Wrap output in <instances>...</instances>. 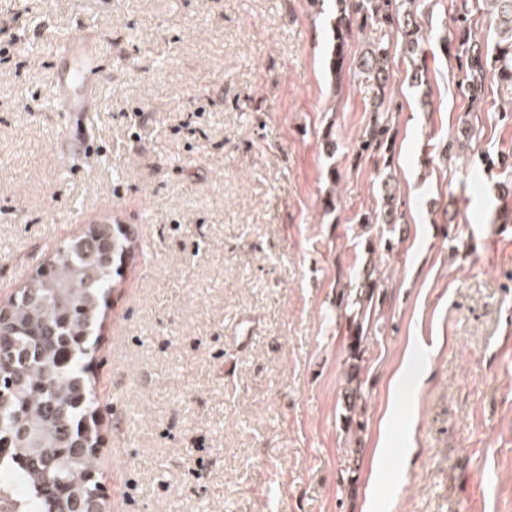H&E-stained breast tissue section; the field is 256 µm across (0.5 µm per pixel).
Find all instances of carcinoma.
<instances>
[{
  "instance_id": "carcinoma-1",
  "label": "carcinoma",
  "mask_w": 512,
  "mask_h": 512,
  "mask_svg": "<svg viewBox=\"0 0 512 512\" xmlns=\"http://www.w3.org/2000/svg\"><path fill=\"white\" fill-rule=\"evenodd\" d=\"M486 7L494 46L472 27L476 10ZM454 29L439 37L443 54L455 62L458 85L471 108L486 95L488 71L509 91L502 105L512 117V0H453ZM333 46L329 67L353 68L368 88L370 121L359 137L357 157L389 168L394 133L389 113L400 108L390 91L391 41L401 36L411 62V80L427 83V49L417 0H331ZM367 37L359 56H347L353 30ZM488 174L512 169V155L483 157ZM382 210L359 215L361 224H398L399 188L383 180ZM128 248V238L112 224H93L62 245L14 299L0 306V512H104L98 480L95 396L83 361L103 317L112 281ZM384 288L380 266L343 288L337 308L346 325L347 370L343 372L344 431L363 427L356 411L366 404L361 364L368 352L367 310Z\"/></svg>"
}]
</instances>
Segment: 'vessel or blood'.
<instances>
[{
	"instance_id": "1",
	"label": "vessel or blood",
	"mask_w": 512,
	"mask_h": 512,
	"mask_svg": "<svg viewBox=\"0 0 512 512\" xmlns=\"http://www.w3.org/2000/svg\"><path fill=\"white\" fill-rule=\"evenodd\" d=\"M58 58L53 71V92L59 110L86 111L99 94L95 78L105 67V56L99 44L85 36L72 35Z\"/></svg>"
}]
</instances>
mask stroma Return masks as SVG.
<instances>
[{
	"mask_svg": "<svg viewBox=\"0 0 512 512\" xmlns=\"http://www.w3.org/2000/svg\"><path fill=\"white\" fill-rule=\"evenodd\" d=\"M13 15L26 40L0 59V304L112 214L143 244L86 362L107 512H512V223L500 176L479 170L512 151L496 72L473 112L437 41L420 88L396 51L384 172L356 156L367 89L334 84L327 5L0 0ZM76 30L108 66L97 109L69 116L47 101L43 44ZM388 173L402 220L361 237ZM374 263L389 279L350 437L334 301ZM419 336L430 377L393 398Z\"/></svg>",
	"mask_w": 512,
	"mask_h": 512,
	"instance_id": "obj_1",
	"label": "stroma"
}]
</instances>
